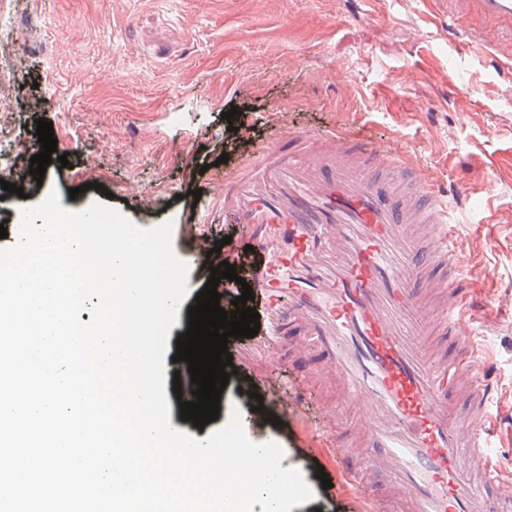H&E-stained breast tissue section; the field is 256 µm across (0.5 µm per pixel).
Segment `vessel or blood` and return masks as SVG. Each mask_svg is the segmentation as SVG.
Here are the masks:
<instances>
[{
  "label": "vessel or blood",
  "instance_id": "1",
  "mask_svg": "<svg viewBox=\"0 0 512 512\" xmlns=\"http://www.w3.org/2000/svg\"><path fill=\"white\" fill-rule=\"evenodd\" d=\"M419 2L430 24L447 4L468 50L512 72V41L488 36L512 23V0ZM222 195L225 223L242 226L252 247L245 279L261 301L263 342L241 358L286 343L336 382L353 421L317 433L337 474L359 482L362 449L366 465L392 476L402 512H512V481L490 461L493 383L462 351L480 303L448 277L466 256L439 179L354 134L288 132L225 173ZM181 235L202 269L236 264L200 225ZM263 403L259 424L270 405L283 420L307 412L301 395Z\"/></svg>",
  "mask_w": 512,
  "mask_h": 512
}]
</instances>
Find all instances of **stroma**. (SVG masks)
<instances>
[{"mask_svg":"<svg viewBox=\"0 0 512 512\" xmlns=\"http://www.w3.org/2000/svg\"><path fill=\"white\" fill-rule=\"evenodd\" d=\"M10 3L0 13V69L14 73L5 92L19 106L0 118V172L29 166L19 146L35 141L40 118L69 165L52 162L28 198L0 197L7 229L55 190L73 211L99 202L142 228L204 222L214 241L239 239L223 222L217 160L225 153L237 165L289 130L363 133L421 159L448 190L467 186L456 212L462 276L492 303L477 315L474 368L494 375L488 425L496 464L512 474V75L464 50L447 17L425 27L414 0H373L371 19L362 0ZM311 369L285 352L256 360L230 375L218 419L199 429L174 406L169 419L208 435L240 408L248 437L278 443L283 467L301 470L315 493L291 512H395L385 474L364 468L357 488L336 478L314 422L336 386ZM298 381L311 393L310 417L253 423L252 393Z\"/></svg>","mask_w":512,"mask_h":512,"instance_id":"obj_1","label":"stroma"}]
</instances>
